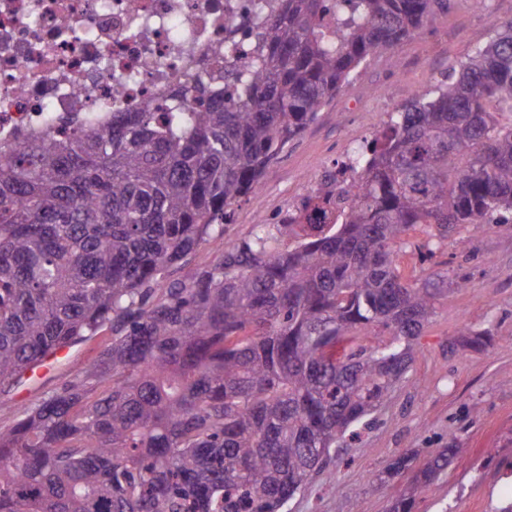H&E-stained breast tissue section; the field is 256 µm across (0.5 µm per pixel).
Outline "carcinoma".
Here are the masks:
<instances>
[{
    "mask_svg": "<svg viewBox=\"0 0 512 512\" xmlns=\"http://www.w3.org/2000/svg\"><path fill=\"white\" fill-rule=\"evenodd\" d=\"M446 8L266 0L242 22L249 54L213 50L224 84L0 149V392L112 329L74 382L0 425V512H286L358 438L443 291L400 275L409 232L512 214V22L348 154L351 185L327 178L276 232L167 278L364 61ZM464 455L453 437L403 453L389 512Z\"/></svg>",
    "mask_w": 512,
    "mask_h": 512,
    "instance_id": "obj_1",
    "label": "carcinoma"
}]
</instances>
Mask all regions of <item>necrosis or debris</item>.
<instances>
[{"label": "necrosis or debris", "instance_id": "necrosis-or-debris-1", "mask_svg": "<svg viewBox=\"0 0 512 512\" xmlns=\"http://www.w3.org/2000/svg\"><path fill=\"white\" fill-rule=\"evenodd\" d=\"M257 0H0V147L165 104Z\"/></svg>", "mask_w": 512, "mask_h": 512}]
</instances>
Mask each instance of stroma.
Returning <instances> with one entry per match:
<instances>
[{
  "instance_id": "stroma-1",
  "label": "stroma",
  "mask_w": 512,
  "mask_h": 512,
  "mask_svg": "<svg viewBox=\"0 0 512 512\" xmlns=\"http://www.w3.org/2000/svg\"><path fill=\"white\" fill-rule=\"evenodd\" d=\"M511 21L512 0H448L418 35L371 58L267 170L259 191L235 205L223 237L204 244L191 264L213 261L225 242L297 212L350 146L383 131L410 89L445 81L474 46ZM399 268L411 281L447 276L448 295L416 340L406 379L374 414L361 444L338 449L335 461L288 502V512H386L402 489L401 479H385L389 463L410 448L429 455L452 437L466 454L424 488L417 512H503L512 505V222L469 224L444 236L418 226L399 253ZM465 326L489 330L485 349L451 345ZM111 340L103 331L73 346L71 360L47 363L1 394L0 424L72 382Z\"/></svg>"
}]
</instances>
